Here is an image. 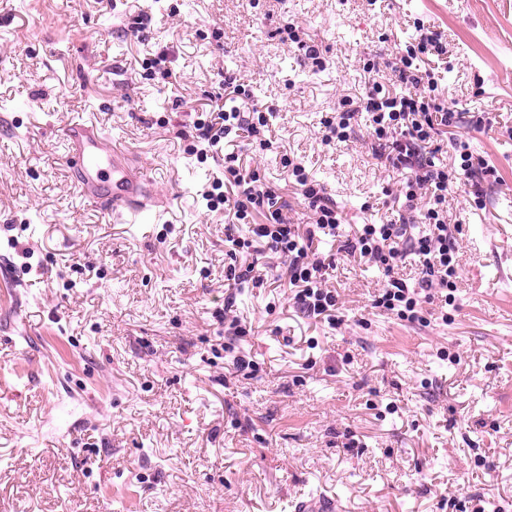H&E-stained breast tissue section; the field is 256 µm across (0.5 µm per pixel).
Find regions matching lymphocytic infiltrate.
Segmentation results:
<instances>
[{
	"label": "lymphocytic infiltrate",
	"mask_w": 512,
	"mask_h": 512,
	"mask_svg": "<svg viewBox=\"0 0 512 512\" xmlns=\"http://www.w3.org/2000/svg\"><path fill=\"white\" fill-rule=\"evenodd\" d=\"M414 43L389 68L399 93H390L379 80L381 63L364 59L367 76L364 95L356 102L343 101L335 116L322 122V139L346 142L360 119L369 123L370 152L394 182L384 187V204L391 213L382 224L358 225L353 235L342 236L343 217L323 184L304 165L283 159L306 210L308 223L299 227L288 218L279 196L258 170L239 165L237 154L224 156V171L206 194L210 210L224 209L232 223L247 224L251 235L227 234L230 262L225 281L236 286L260 287L264 278L253 266H239L235 259L253 251H269L280 258L276 272L292 292L305 316L340 324L337 295L327 287L328 263L315 247L323 237L340 238L339 252L368 259L381 268L386 283L374 299L380 308L410 323L423 322L424 305L435 294L451 291L457 264L448 224V195L458 175H466L475 201L483 199V184L496 169L482 156L461 150L457 166L443 163L444 138L456 126L459 114L437 95L433 72L423 69L425 58L445 54L441 32L417 24ZM227 102L196 122L195 130L211 148L239 139L259 140L270 147L263 133L269 128L271 110L245 102V88L233 75L224 77ZM417 259L418 278L408 282L398 274L408 256Z\"/></svg>",
	"instance_id": "obj_1"
}]
</instances>
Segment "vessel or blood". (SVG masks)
<instances>
[{
    "label": "vessel or blood",
    "instance_id": "b4317fda",
    "mask_svg": "<svg viewBox=\"0 0 512 512\" xmlns=\"http://www.w3.org/2000/svg\"><path fill=\"white\" fill-rule=\"evenodd\" d=\"M65 136L69 178L78 197L107 220L121 213L136 219L150 212L154 204L150 177L118 158L111 140L94 123L71 122ZM294 512H340V507L338 500L316 494L296 502Z\"/></svg>",
    "mask_w": 512,
    "mask_h": 512
}]
</instances>
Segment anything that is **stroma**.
<instances>
[{"instance_id":"1","label":"stroma","mask_w":512,"mask_h":512,"mask_svg":"<svg viewBox=\"0 0 512 512\" xmlns=\"http://www.w3.org/2000/svg\"><path fill=\"white\" fill-rule=\"evenodd\" d=\"M291 21L325 70L282 42ZM418 22L448 43L431 66L454 138L498 171L483 208L461 180L448 197L453 307L423 324L375 308L383 272L330 238L339 326L304 318L287 286L228 288L224 213L204 199L220 169L188 135L225 74L273 112L272 148L238 154L290 218L306 215L285 155L346 224H379L389 173L366 129L328 145L320 122ZM80 115L148 169L159 216L108 223L77 197L64 128ZM506 248L512 0H0V512H291L318 491L344 512H512ZM228 299L248 335H226ZM238 350L257 377L236 374Z\"/></svg>"}]
</instances>
